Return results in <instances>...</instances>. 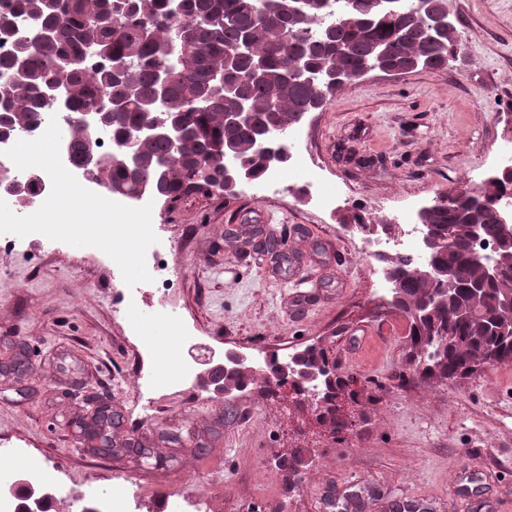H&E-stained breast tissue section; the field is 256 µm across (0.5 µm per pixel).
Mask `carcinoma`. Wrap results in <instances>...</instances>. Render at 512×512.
<instances>
[{
  "label": "carcinoma",
  "mask_w": 512,
  "mask_h": 512,
  "mask_svg": "<svg viewBox=\"0 0 512 512\" xmlns=\"http://www.w3.org/2000/svg\"><path fill=\"white\" fill-rule=\"evenodd\" d=\"M311 0L307 17L295 14L296 0H0V41L10 48L0 54V137L31 131L44 119L51 87L63 82L66 110L72 118L68 136L73 165L93 174L112 195H134L143 181L153 195L171 202L191 189L224 191V165H236L248 179L268 169L253 147L265 128L291 129L306 112L325 107L343 89L327 88L300 77L304 70L333 68L351 85L367 62L383 54L382 63L402 74L445 70L461 54L456 26L433 36L419 15L448 18V0H403L395 12L382 11L376 0H342L335 22ZM30 33H15L20 18ZM249 42L250 50L237 54ZM234 54L225 79L235 94L199 110L189 105L210 91L215 68ZM264 78H251L257 61ZM167 72L166 94L158 96V73ZM247 104L250 121L224 124L222 114ZM98 112L114 145L137 134L146 113L178 112L195 141L176 145L164 138H141L139 172L118 165L97 164L98 134L81 117ZM230 143L234 153L218 146ZM165 168H155L156 162ZM449 204L435 205L427 220L448 246L432 256L453 277V295L442 307H424L435 286L416 272L419 262L390 261L395 281L391 305L410 321L409 357L398 374L403 384L441 377L465 378L482 367L512 363V307L498 298L512 294V247L499 250L497 280L479 293L470 290L481 276L468 225H481L482 239L500 243L504 215L497 201L512 197V171L490 175L482 191L458 190ZM441 339L442 353L437 355ZM310 361L333 374L327 351L305 349ZM332 434L353 430L357 416L343 399L324 408ZM288 491L300 483L304 455L296 450L276 461Z\"/></svg>",
  "instance_id": "cac0c4a2"
}]
</instances>
